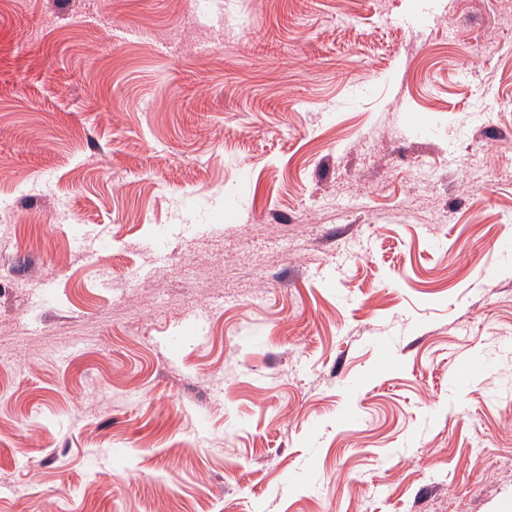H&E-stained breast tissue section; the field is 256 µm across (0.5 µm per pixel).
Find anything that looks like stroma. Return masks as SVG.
I'll list each match as a JSON object with an SVG mask.
<instances>
[{"instance_id":"35a3bbf8","label":"stroma","mask_w":512,"mask_h":512,"mask_svg":"<svg viewBox=\"0 0 512 512\" xmlns=\"http://www.w3.org/2000/svg\"><path fill=\"white\" fill-rule=\"evenodd\" d=\"M507 12L0 0V512H512Z\"/></svg>"}]
</instances>
